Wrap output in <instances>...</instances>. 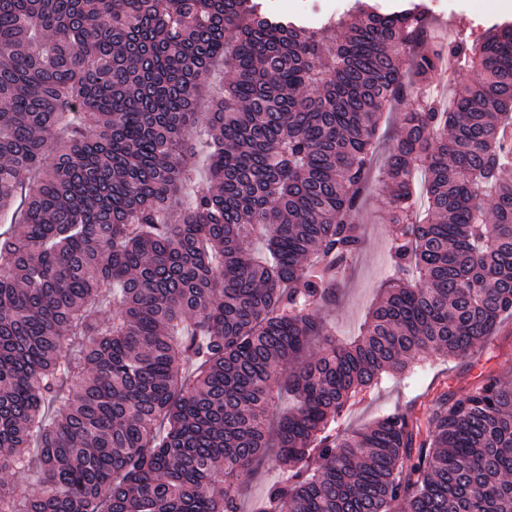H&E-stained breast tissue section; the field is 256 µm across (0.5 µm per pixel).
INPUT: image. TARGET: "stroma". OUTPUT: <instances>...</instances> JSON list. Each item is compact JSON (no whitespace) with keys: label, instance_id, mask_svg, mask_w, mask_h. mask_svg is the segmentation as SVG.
Masks as SVG:
<instances>
[{"label":"stroma","instance_id":"stroma-1","mask_svg":"<svg viewBox=\"0 0 512 512\" xmlns=\"http://www.w3.org/2000/svg\"><path fill=\"white\" fill-rule=\"evenodd\" d=\"M418 2L423 5L437 37L453 39L465 31L512 23V0H374L381 11L392 12ZM264 13L285 17L309 28L319 29L337 19L353 0H319L313 8H301L297 0H258ZM356 219L364 227L365 246L341 283L342 296L335 307L324 311L327 326L344 338L356 332L367 309L388 274L391 228L388 224V191L382 178L370 181ZM493 374L512 382V318L504 320L483 345L462 359L426 355L409 371L385 377L363 399L342 414L335 431L346 434L381 417L396 407L423 411L441 391L466 396L478 376ZM287 470L268 460L253 477L247 478L241 496V512H258L269 488L284 482Z\"/></svg>","mask_w":512,"mask_h":512}]
</instances>
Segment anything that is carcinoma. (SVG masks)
<instances>
[{
  "label": "carcinoma",
  "instance_id": "carcinoma-1",
  "mask_svg": "<svg viewBox=\"0 0 512 512\" xmlns=\"http://www.w3.org/2000/svg\"><path fill=\"white\" fill-rule=\"evenodd\" d=\"M448 58L471 74L443 108ZM393 104V274L342 341L319 311ZM509 126L512 24L445 43L367 0L319 31L255 0H0V512H239L269 451L290 475L264 512H512V382L331 434L512 315Z\"/></svg>",
  "mask_w": 512,
  "mask_h": 512
}]
</instances>
